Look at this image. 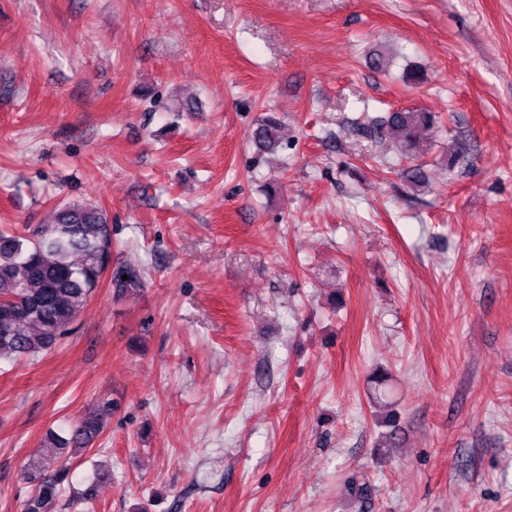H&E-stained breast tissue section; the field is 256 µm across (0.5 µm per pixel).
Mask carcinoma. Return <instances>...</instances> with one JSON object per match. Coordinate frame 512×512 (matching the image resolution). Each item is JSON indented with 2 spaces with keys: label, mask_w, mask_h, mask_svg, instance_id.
Instances as JSON below:
<instances>
[{
  "label": "carcinoma",
  "mask_w": 512,
  "mask_h": 512,
  "mask_svg": "<svg viewBox=\"0 0 512 512\" xmlns=\"http://www.w3.org/2000/svg\"><path fill=\"white\" fill-rule=\"evenodd\" d=\"M398 139L409 166L402 170L414 189L427 184V150L420 131L440 127L433 112L400 109L380 122ZM279 122L267 116L254 129L257 150L280 146ZM127 280H122V276ZM110 277L117 293L143 290L140 269L112 259V224L107 211L92 203H66L48 224L0 229V359L21 361L53 351L83 312L100 282ZM100 415L89 413L70 422L63 433L49 431L21 470L37 482L23 512H56L69 483V461L86 451L103 433Z\"/></svg>",
  "instance_id": "cac0c4a2"
}]
</instances>
